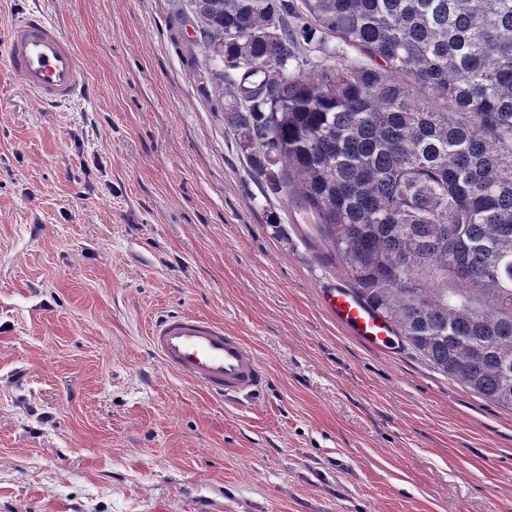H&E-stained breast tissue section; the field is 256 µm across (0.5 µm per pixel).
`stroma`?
Listing matches in <instances>:
<instances>
[{"mask_svg":"<svg viewBox=\"0 0 512 512\" xmlns=\"http://www.w3.org/2000/svg\"><path fill=\"white\" fill-rule=\"evenodd\" d=\"M46 14L85 94L0 62V512H512V410L321 307L349 284L224 130L188 0H0ZM268 372L225 401L166 367L165 313Z\"/></svg>","mask_w":512,"mask_h":512,"instance_id":"35a3bbf8","label":"stroma"}]
</instances>
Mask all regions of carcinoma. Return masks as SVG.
<instances>
[{"mask_svg":"<svg viewBox=\"0 0 512 512\" xmlns=\"http://www.w3.org/2000/svg\"><path fill=\"white\" fill-rule=\"evenodd\" d=\"M228 130L324 255L448 379L512 410V0H190ZM280 37L262 36L272 23ZM340 56L233 100L247 60Z\"/></svg>","mask_w":512,"mask_h":512,"instance_id":"obj_1","label":"carcinoma"}]
</instances>
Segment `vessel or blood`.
<instances>
[{"mask_svg":"<svg viewBox=\"0 0 512 512\" xmlns=\"http://www.w3.org/2000/svg\"><path fill=\"white\" fill-rule=\"evenodd\" d=\"M6 60L23 87L44 103L68 104L87 88L72 42L41 12H28L11 25ZM321 302L338 324L365 344L394 345L390 324L346 286L325 289ZM148 339L164 365L211 394L238 399L258 392L267 381L252 349L211 318L166 314L152 324Z\"/></svg>","mask_w":512,"mask_h":512,"instance_id":"vessel-or-blood-1","label":"vessel or blood"}]
</instances>
